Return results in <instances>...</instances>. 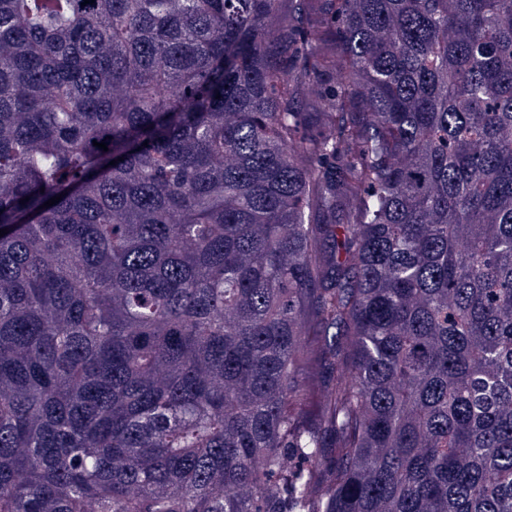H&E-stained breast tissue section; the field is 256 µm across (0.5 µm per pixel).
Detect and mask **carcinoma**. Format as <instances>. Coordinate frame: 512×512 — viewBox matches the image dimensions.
<instances>
[{"label": "carcinoma", "instance_id": "carcinoma-1", "mask_svg": "<svg viewBox=\"0 0 512 512\" xmlns=\"http://www.w3.org/2000/svg\"><path fill=\"white\" fill-rule=\"evenodd\" d=\"M284 3L0 0V512H512V0Z\"/></svg>", "mask_w": 512, "mask_h": 512}]
</instances>
